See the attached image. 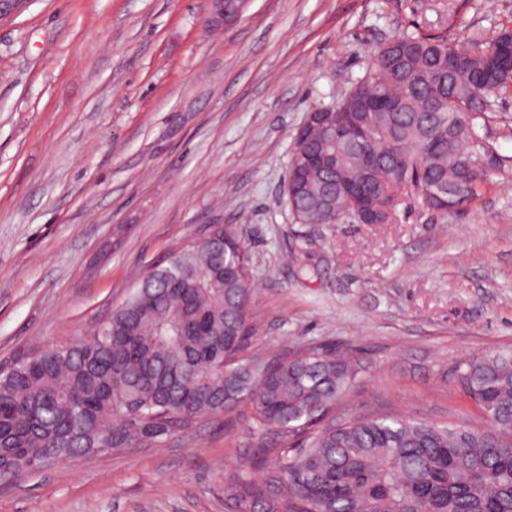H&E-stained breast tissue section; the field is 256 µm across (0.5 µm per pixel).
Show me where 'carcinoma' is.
I'll use <instances>...</instances> for the list:
<instances>
[{
    "mask_svg": "<svg viewBox=\"0 0 512 512\" xmlns=\"http://www.w3.org/2000/svg\"><path fill=\"white\" fill-rule=\"evenodd\" d=\"M504 29L467 46L405 32L380 47L334 106L360 114L326 141L340 167L314 174L293 151L284 201L297 224L359 223L334 182L363 179L397 217L405 196L459 210L505 172L479 133L487 98L512 93ZM252 260L238 228L212 224L175 247L76 344L33 346L0 367V483L127 448H160L207 417L252 410L249 465L224 471L234 512H512V350L463 361L459 389L487 424L397 412L336 414L357 362L332 343L251 351Z\"/></svg>",
    "mask_w": 512,
    "mask_h": 512,
    "instance_id": "carcinoma-1",
    "label": "carcinoma"
}]
</instances>
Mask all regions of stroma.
Masks as SVG:
<instances>
[{
  "label": "stroma",
  "instance_id": "obj_1",
  "mask_svg": "<svg viewBox=\"0 0 512 512\" xmlns=\"http://www.w3.org/2000/svg\"><path fill=\"white\" fill-rule=\"evenodd\" d=\"M210 13L211 0H32L0 25V364L77 342L173 246L237 223L253 349L351 348L344 412L483 423L454 368L512 349V178L456 212L405 199L390 224H296L283 189L306 113L335 105L378 47L416 29L492 39L512 0H249L219 30ZM484 133L512 159V95ZM250 415L27 475L0 489V512H228Z\"/></svg>",
  "mask_w": 512,
  "mask_h": 512
}]
</instances>
